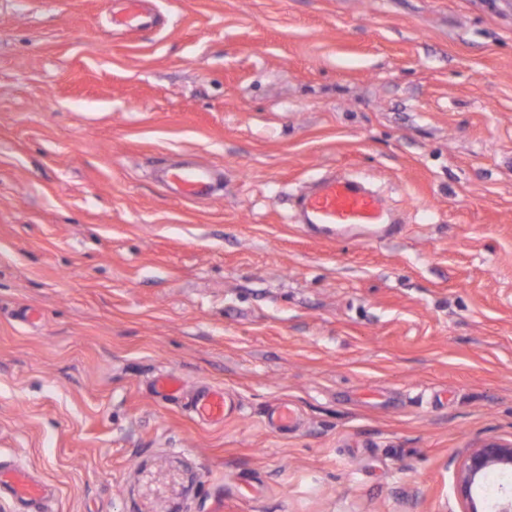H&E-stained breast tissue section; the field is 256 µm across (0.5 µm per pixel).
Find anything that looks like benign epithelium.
<instances>
[{
  "label": "benign epithelium",
  "instance_id": "benign-epithelium-1",
  "mask_svg": "<svg viewBox=\"0 0 512 512\" xmlns=\"http://www.w3.org/2000/svg\"><path fill=\"white\" fill-rule=\"evenodd\" d=\"M512 471V441L490 440L469 449L457 470L456 491L460 512H512V487H501L492 499L483 495L487 475Z\"/></svg>",
  "mask_w": 512,
  "mask_h": 512
}]
</instances>
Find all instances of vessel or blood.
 Instances as JSON below:
<instances>
[{
    "instance_id": "obj_1",
    "label": "vessel or blood",
    "mask_w": 512,
    "mask_h": 512,
    "mask_svg": "<svg viewBox=\"0 0 512 512\" xmlns=\"http://www.w3.org/2000/svg\"><path fill=\"white\" fill-rule=\"evenodd\" d=\"M145 0H124V8L113 20L114 30L131 27L145 13ZM165 184L183 200L210 198L215 190L216 173L207 165L171 169L164 174ZM300 224L333 240L359 231L369 240L391 239L402 231L400 220L383 195L362 181L333 173L319 178L297 202ZM153 394L168 402L178 401L183 393L181 378L172 372L159 374L151 385ZM191 410L206 423H220L238 410L236 401L223 389L204 386L197 390ZM0 486L8 488L26 503L37 504L46 496V488L25 470L0 468Z\"/></svg>"
}]
</instances>
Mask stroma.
Masks as SVG:
<instances>
[{
  "instance_id": "stroma-1",
  "label": "stroma",
  "mask_w": 512,
  "mask_h": 512,
  "mask_svg": "<svg viewBox=\"0 0 512 512\" xmlns=\"http://www.w3.org/2000/svg\"><path fill=\"white\" fill-rule=\"evenodd\" d=\"M122 3L0 0V467L51 490L0 512H458L512 439V0ZM330 169L397 239L294 224ZM124 9L117 13L112 20L114 30L120 31L134 26L133 21L142 18L145 13V0H124ZM216 179L215 171L204 164L170 169L164 174L165 184L182 200L210 198ZM151 390L163 401L176 402L183 394V382L175 373L164 372L154 379ZM191 410L202 422L221 423L237 412L238 405L224 389L202 386L193 398ZM512 471V441H486L470 448L457 470L456 491L459 512H512V487H500L489 500L483 495L484 482L491 471Z\"/></svg>"
}]
</instances>
